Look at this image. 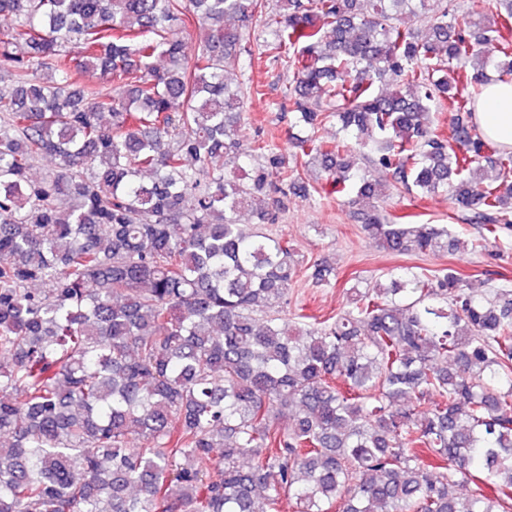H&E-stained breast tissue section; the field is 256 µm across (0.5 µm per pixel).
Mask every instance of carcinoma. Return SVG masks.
I'll return each instance as SVG.
<instances>
[{
    "label": "carcinoma",
    "instance_id": "cac0c4a2",
    "mask_svg": "<svg viewBox=\"0 0 512 512\" xmlns=\"http://www.w3.org/2000/svg\"><path fill=\"white\" fill-rule=\"evenodd\" d=\"M460 8L0 0V512H512V289L405 267L289 320L292 286L334 268L261 231L314 163L312 191L370 204L390 253L512 229V152L472 122L491 75L512 78V0ZM256 20L274 39L254 52ZM191 22L189 58L174 26ZM244 54L292 74L291 166L241 133L262 95L228 84ZM389 75L404 89L378 90ZM393 184L448 197L479 237L382 213Z\"/></svg>",
    "mask_w": 512,
    "mask_h": 512
}]
</instances>
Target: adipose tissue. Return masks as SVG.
<instances>
[{"mask_svg":"<svg viewBox=\"0 0 512 512\" xmlns=\"http://www.w3.org/2000/svg\"><path fill=\"white\" fill-rule=\"evenodd\" d=\"M474 122L500 148L512 151V80L490 84L477 101Z\"/></svg>","mask_w":512,"mask_h":512,"instance_id":"1","label":"adipose tissue"}]
</instances>
